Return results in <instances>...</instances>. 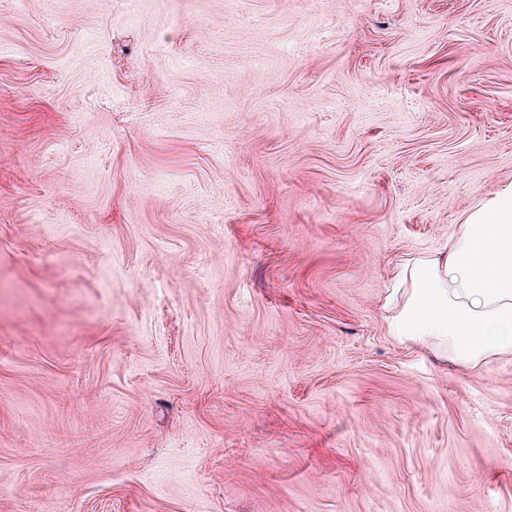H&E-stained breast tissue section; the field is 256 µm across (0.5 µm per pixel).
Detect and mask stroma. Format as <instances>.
Masks as SVG:
<instances>
[{
  "mask_svg": "<svg viewBox=\"0 0 512 512\" xmlns=\"http://www.w3.org/2000/svg\"><path fill=\"white\" fill-rule=\"evenodd\" d=\"M511 185L512 0H0V512H512L384 308Z\"/></svg>",
  "mask_w": 512,
  "mask_h": 512,
  "instance_id": "obj_1",
  "label": "stroma"
}]
</instances>
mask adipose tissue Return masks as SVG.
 <instances>
[{"instance_id":"1","label":"adipose tissue","mask_w":512,"mask_h":512,"mask_svg":"<svg viewBox=\"0 0 512 512\" xmlns=\"http://www.w3.org/2000/svg\"><path fill=\"white\" fill-rule=\"evenodd\" d=\"M389 336L464 365L512 355V187L391 282Z\"/></svg>"}]
</instances>
